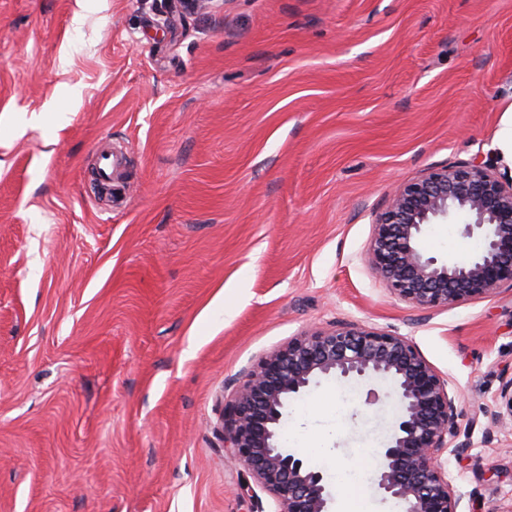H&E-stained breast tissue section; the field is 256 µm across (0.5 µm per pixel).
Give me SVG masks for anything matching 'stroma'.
Segmentation results:
<instances>
[{"label":"stroma","instance_id":"35a3bbf8","mask_svg":"<svg viewBox=\"0 0 512 512\" xmlns=\"http://www.w3.org/2000/svg\"><path fill=\"white\" fill-rule=\"evenodd\" d=\"M510 121L512 0H0V512H278L241 497L224 404L344 323L447 380L459 512H512V288L418 309L368 262L400 183L475 156L511 178ZM398 414L391 381L323 378L283 426L393 512L371 479Z\"/></svg>","mask_w":512,"mask_h":512}]
</instances>
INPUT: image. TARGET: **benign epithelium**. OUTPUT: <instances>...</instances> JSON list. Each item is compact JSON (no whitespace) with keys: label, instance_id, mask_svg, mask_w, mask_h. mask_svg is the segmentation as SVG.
Listing matches in <instances>:
<instances>
[{"label":"benign epithelium","instance_id":"1","mask_svg":"<svg viewBox=\"0 0 512 512\" xmlns=\"http://www.w3.org/2000/svg\"><path fill=\"white\" fill-rule=\"evenodd\" d=\"M457 217L468 236L486 229L481 252L467 260L426 253V227ZM368 259L396 297L422 309L512 287V180L474 157L399 185L376 219ZM320 378L391 380L399 416L379 451L376 494L401 503L404 512H458L441 466L458 418L448 383L407 337L355 323L307 331L266 354L224 405V447L280 512H335L337 493L323 472L279 441L288 400ZM499 408L495 419L512 421V376L502 379Z\"/></svg>","mask_w":512,"mask_h":512}]
</instances>
